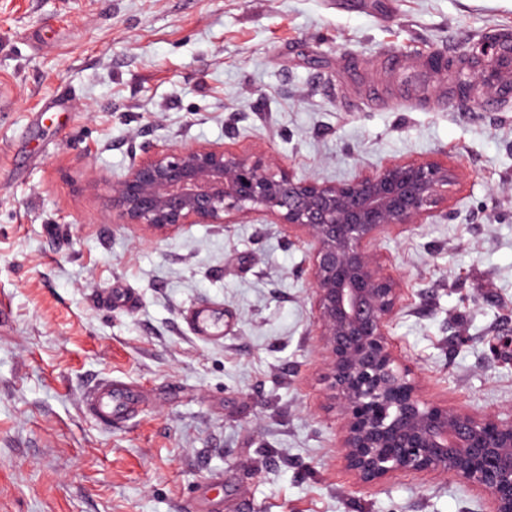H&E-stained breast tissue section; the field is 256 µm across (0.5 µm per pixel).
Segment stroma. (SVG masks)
<instances>
[{"label":"stroma","mask_w":512,"mask_h":512,"mask_svg":"<svg viewBox=\"0 0 512 512\" xmlns=\"http://www.w3.org/2000/svg\"><path fill=\"white\" fill-rule=\"evenodd\" d=\"M507 30L512 0H0V512H488L444 478L345 469L302 239H137L86 184L172 144L326 181L448 162L447 215L377 248L402 282L390 339L427 398L512 409V99L485 111L495 59L467 61ZM386 49L419 71L381 69ZM202 304L224 319L206 339L185 322ZM102 379L142 393L124 425L84 411Z\"/></svg>","instance_id":"stroma-1"}]
</instances>
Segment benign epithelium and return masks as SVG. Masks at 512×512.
Instances as JSON below:
<instances>
[{"mask_svg":"<svg viewBox=\"0 0 512 512\" xmlns=\"http://www.w3.org/2000/svg\"><path fill=\"white\" fill-rule=\"evenodd\" d=\"M458 171L435 158L392 159L341 181L299 176L270 152L222 144L156 149L109 188L112 223L167 237L190 224L260 218L299 235L310 255L314 326L346 469L362 488L401 473L445 477L512 512V409L472 411L423 397L389 337L402 288L379 241L448 206Z\"/></svg>","mask_w":512,"mask_h":512,"instance_id":"1","label":"benign epithelium"}]
</instances>
